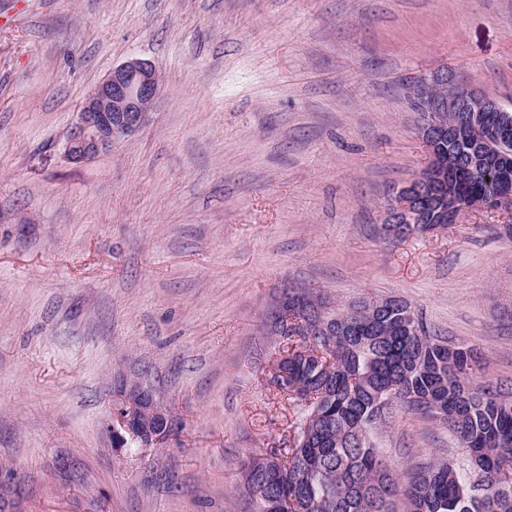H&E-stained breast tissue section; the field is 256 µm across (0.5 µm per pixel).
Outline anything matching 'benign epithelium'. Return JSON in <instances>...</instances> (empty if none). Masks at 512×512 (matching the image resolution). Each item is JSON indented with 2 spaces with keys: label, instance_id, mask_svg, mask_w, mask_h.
Segmentation results:
<instances>
[{
  "label": "benign epithelium",
  "instance_id": "1",
  "mask_svg": "<svg viewBox=\"0 0 512 512\" xmlns=\"http://www.w3.org/2000/svg\"><path fill=\"white\" fill-rule=\"evenodd\" d=\"M159 70L150 60L134 58L112 69L88 95L76 113L64 154L72 163L89 161L112 149L117 141L138 132L152 108ZM412 110L419 115L418 135L428 162L399 188L384 211L386 224H420L425 231L447 226L451 219L490 209L512 213V149L502 145L512 129V109L471 84L463 85L448 67L422 73L406 84ZM457 148L459 169L448 168L442 146ZM483 175L490 195L461 201L455 192L458 176ZM313 300L280 295L266 313L265 326L273 336L296 335V314ZM336 329L325 309L313 321V330L327 336ZM172 423L159 388L142 374L121 380L119 398L109 409L105 431L122 448L127 440L139 446L159 447Z\"/></svg>",
  "mask_w": 512,
  "mask_h": 512
}]
</instances>
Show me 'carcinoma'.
<instances>
[{
    "instance_id": "cac0c4a2",
    "label": "carcinoma",
    "mask_w": 512,
    "mask_h": 512,
    "mask_svg": "<svg viewBox=\"0 0 512 512\" xmlns=\"http://www.w3.org/2000/svg\"><path fill=\"white\" fill-rule=\"evenodd\" d=\"M464 196L489 191L479 177L459 183ZM389 315L371 336L359 322L372 301L355 300L336 317L356 333L302 336L278 369L280 392L301 400L304 412L293 444L243 469L247 512H512V402L473 391L471 350L449 351L443 336L407 325L418 321L404 301L388 299ZM443 402L441 423L471 456L467 482L447 462L417 467L401 483L366 440L386 405L398 399L434 415L428 398Z\"/></svg>"
}]
</instances>
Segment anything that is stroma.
<instances>
[{
  "label": "stroma",
  "mask_w": 512,
  "mask_h": 512,
  "mask_svg": "<svg viewBox=\"0 0 512 512\" xmlns=\"http://www.w3.org/2000/svg\"><path fill=\"white\" fill-rule=\"evenodd\" d=\"M133 58L162 76L147 124L69 162L89 92ZM438 66L512 106V0H0V512H243L245 464L301 412L267 379L287 282L405 300L512 400L505 215L384 231L427 161L405 84ZM145 367L179 430L113 447ZM367 438L398 476H471L404 404Z\"/></svg>",
  "instance_id": "obj_1"
}]
</instances>
